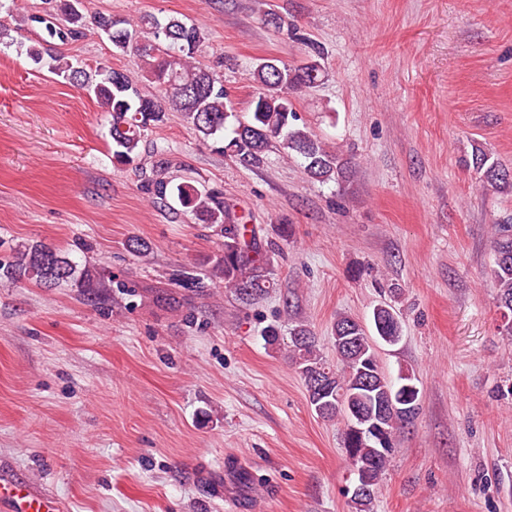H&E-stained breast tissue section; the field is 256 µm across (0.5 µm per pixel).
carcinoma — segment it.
<instances>
[{
  "label": "carcinoma",
  "instance_id": "carcinoma-1",
  "mask_svg": "<svg viewBox=\"0 0 512 512\" xmlns=\"http://www.w3.org/2000/svg\"><path fill=\"white\" fill-rule=\"evenodd\" d=\"M55 6L56 13L35 18L45 24L50 40L29 46L27 56L37 64L49 60L57 76L94 95L100 108L109 113L113 164L137 163L148 131L163 124L167 113L179 112L196 134L214 139L218 151L243 167H256L269 152L283 150L300 156L305 175L315 181L343 179L350 172V159L330 150L307 127L295 124L294 94L314 87L323 78L317 60L302 67H291L278 59L262 60L251 70L257 92L240 113L224 87L223 76L193 63L195 52L205 41L201 27L174 17L162 23L144 15L136 25L115 21L106 14L94 17L97 32L113 48L138 59L154 84L155 91L151 92L124 72L100 65L92 76L55 52L51 39L64 41L80 34L85 26L82 0H55ZM472 164L482 187L498 191L512 186V170L479 147L473 150ZM169 168L166 158L153 162L144 177L146 193L159 203L173 201L195 220L219 229L224 249L214 257L212 269L224 280V287L246 301L267 293L274 287L272 248L241 241L239 217L224 202L223 194L200 188L191 179L176 182L169 176ZM492 249L490 277L496 289L501 329L512 336V224L497 225ZM108 279L105 270L80 268L61 251L41 243L21 246L0 260V281L4 283L33 280L52 288L73 282L87 295L95 296L111 287ZM331 334L341 369L324 359L313 331L304 324L290 331V359L316 414L327 421L343 422V455L350 466L362 467L359 481L370 489L351 501L355 512H371L379 482L395 451V435L417 418L420 399L389 381L368 345V341L383 337L389 338L392 346L401 341L402 323L392 306H377L369 326L340 314ZM374 422L382 427L379 436L364 432Z\"/></svg>",
  "mask_w": 512,
  "mask_h": 512
}]
</instances>
